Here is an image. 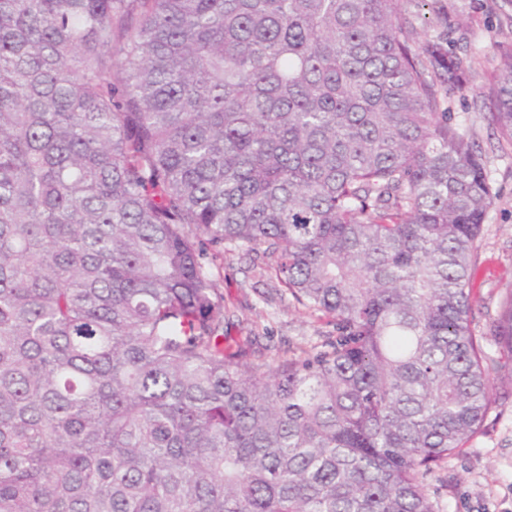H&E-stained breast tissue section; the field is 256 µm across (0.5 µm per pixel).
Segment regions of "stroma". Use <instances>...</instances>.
<instances>
[{
    "mask_svg": "<svg viewBox=\"0 0 512 512\" xmlns=\"http://www.w3.org/2000/svg\"><path fill=\"white\" fill-rule=\"evenodd\" d=\"M405 13L419 39H451L459 54L473 60V92L451 95L448 106L475 140L496 191L472 258L478 269L472 328L481 334L512 285V151L495 147L474 91L488 83L494 43L512 40V0H440L435 10L406 0ZM210 270L230 313L225 333L260 349L267 361L312 350L334 336L329 317L293 301L263 260L214 247ZM494 395L481 433L442 462L425 485L436 512H512V379H499Z\"/></svg>",
    "mask_w": 512,
    "mask_h": 512,
    "instance_id": "obj_1",
    "label": "stroma"
}]
</instances>
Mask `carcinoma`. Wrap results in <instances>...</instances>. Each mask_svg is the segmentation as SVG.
Returning <instances> with one entry per match:
<instances>
[{"label": "carcinoma", "instance_id": "obj_1", "mask_svg": "<svg viewBox=\"0 0 512 512\" xmlns=\"http://www.w3.org/2000/svg\"><path fill=\"white\" fill-rule=\"evenodd\" d=\"M403 2L0 0V512H435L512 288L475 335L471 62ZM204 240L336 337L274 368L230 343Z\"/></svg>", "mask_w": 512, "mask_h": 512}]
</instances>
